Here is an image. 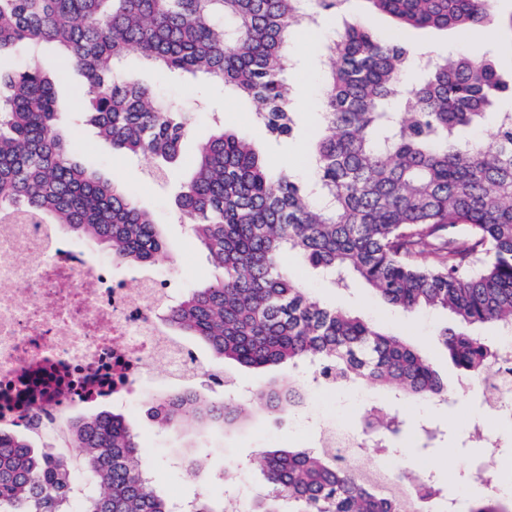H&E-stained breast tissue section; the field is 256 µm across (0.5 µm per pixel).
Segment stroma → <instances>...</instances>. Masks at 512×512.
<instances>
[{"mask_svg":"<svg viewBox=\"0 0 512 512\" xmlns=\"http://www.w3.org/2000/svg\"><path fill=\"white\" fill-rule=\"evenodd\" d=\"M347 16L365 22L385 39H400L412 56L477 57L491 51L500 69L512 72V41L506 38L491 42L430 29L400 33L387 16L371 13L365 0H350ZM341 24V17L325 15L317 27L295 33L290 50L296 63L289 77L295 88L298 128L293 138L278 144L270 142L255 122L253 102L233 89L203 76L159 79L137 53H129L124 60L129 75L150 85L164 107L193 115L180 160L162 183L149 178L153 167L150 158L119 153L97 136L93 126L81 120L84 83L78 72H70L58 84L57 125L69 136L75 160L101 178L126 186L137 204L152 214L167 244V253L156 264L155 271L162 278L175 280L181 291L207 284L215 274L205 251L173 205L177 185L191 176L199 144L210 137L215 119L220 118L225 128L254 143L278 165H293L297 177L309 178L306 157L312 150L324 93L320 77L325 58L319 48L326 34ZM285 260L314 300L348 310L418 345L442 379L456 389V396L446 402L425 404L401 391L368 384L333 392L315 390L295 415L281 420L258 408L240 427L202 431L189 424L174 433L158 427L146 413L152 395L178 387L177 382L166 377L163 366L157 364L153 367L155 385L147 387L132 403L121 405L120 411L145 449L146 463L159 489L179 499L198 495L219 499L230 493L237 497L244 512H249L262 488L261 478L252 465L260 449L317 447L320 430L335 422H342L348 430H358L364 407L371 404L402 424L398 434L389 436L386 451L403 467L416 468L421 479L439 489L441 498L457 500V512L469 510L470 503L463 499V492L492 495L495 485L475 478L474 464L483 451L469 440L468 432L477 424L487 433L499 436L498 455L506 466L512 464V430L504 431L497 416L481 405L479 397L462 392L463 378L444 349L436 344L437 332L452 325L453 316L433 309L406 312L385 302L365 285L357 283L346 290L332 287L325 276L294 253H286ZM183 454L191 457L194 476H187L175 465V458ZM230 463L235 466L234 479L221 481L220 476Z\"/></svg>","mask_w":512,"mask_h":512,"instance_id":"obj_1","label":"stroma"}]
</instances>
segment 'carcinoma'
I'll use <instances>...</instances> for the list:
<instances>
[{
  "mask_svg": "<svg viewBox=\"0 0 512 512\" xmlns=\"http://www.w3.org/2000/svg\"><path fill=\"white\" fill-rule=\"evenodd\" d=\"M348 0H0V54L17 43L53 42L65 53L49 76L37 66L0 69V218H47L148 268L167 247L151 215L127 190L70 157L56 126L54 83L82 73L83 113L123 154L156 161L155 178L177 161L190 121L161 108L154 90L119 67L131 51L171 73H203L255 104L266 138L295 130L288 42L304 23ZM401 30L492 29L512 35V14L493 0H365ZM323 52V126L314 144L313 184L283 169L272 176L253 144L216 124L195 170L175 197L179 217L221 276L169 304L176 340L204 345L226 364L262 371L301 362L331 386L400 388L416 400L445 397L447 383L421 349L373 323L309 297L283 263L286 251L347 288L363 281L406 311L441 308L456 324L437 335L465 376L489 375L496 341L471 328L512 331V111H493L508 90L490 58L425 61L403 80L409 50L356 21ZM491 120L490 141L472 132ZM308 387H257L250 401L291 415ZM163 428L207 429L249 416L231 397L168 392L149 407ZM65 447L78 470L26 435L0 431V512H176L153 485L142 448L121 413L101 411L70 425ZM267 494L251 512H401L395 499L345 470L324 448L273 449L257 458ZM193 512H224V500L193 499Z\"/></svg>",
  "mask_w": 512,
  "mask_h": 512,
  "instance_id": "carcinoma-1",
  "label": "carcinoma"
}]
</instances>
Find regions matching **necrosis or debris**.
<instances>
[{
	"label": "necrosis or debris",
	"mask_w": 512,
	"mask_h": 512,
	"mask_svg": "<svg viewBox=\"0 0 512 512\" xmlns=\"http://www.w3.org/2000/svg\"><path fill=\"white\" fill-rule=\"evenodd\" d=\"M173 293L152 276L127 287L47 220H0V428L59 429L77 407L130 402L157 362L172 379L198 376L201 358L161 320Z\"/></svg>",
	"instance_id": "1"
}]
</instances>
